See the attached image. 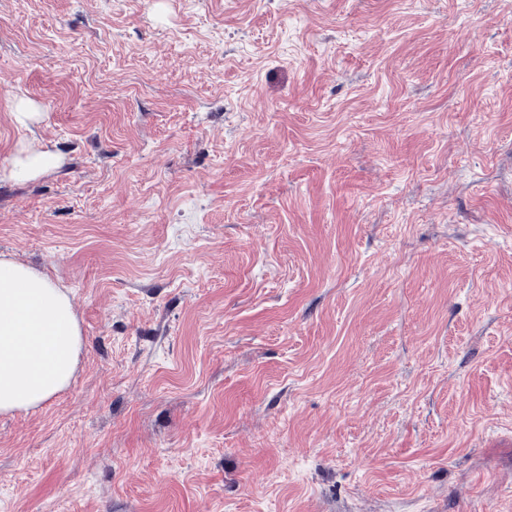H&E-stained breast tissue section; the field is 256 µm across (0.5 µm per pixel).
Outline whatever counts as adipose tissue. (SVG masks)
<instances>
[{"label":"adipose tissue","mask_w":512,"mask_h":512,"mask_svg":"<svg viewBox=\"0 0 512 512\" xmlns=\"http://www.w3.org/2000/svg\"><path fill=\"white\" fill-rule=\"evenodd\" d=\"M81 332L67 293L46 273L0 256V414L37 408L76 370Z\"/></svg>","instance_id":"obj_1"}]
</instances>
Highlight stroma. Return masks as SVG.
Segmentation results:
<instances>
[{
  "label": "stroma",
  "instance_id": "stroma-1",
  "mask_svg": "<svg viewBox=\"0 0 512 512\" xmlns=\"http://www.w3.org/2000/svg\"><path fill=\"white\" fill-rule=\"evenodd\" d=\"M0 253V512H512V0H0ZM56 162L57 155L51 151L22 150L13 160L10 177L16 179L32 177L53 167ZM81 332L67 293L50 276L0 256V414L28 411L64 390Z\"/></svg>",
  "mask_w": 512,
  "mask_h": 512
}]
</instances>
